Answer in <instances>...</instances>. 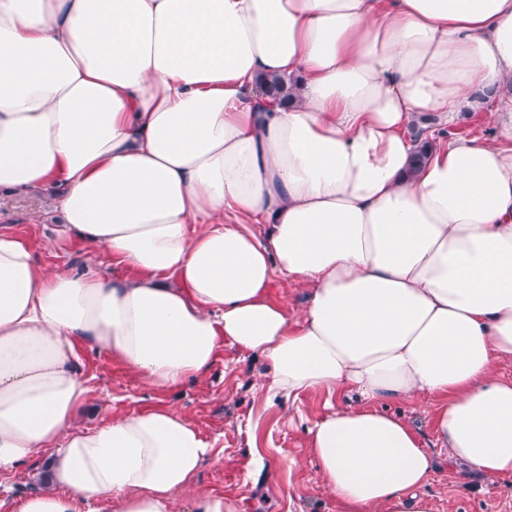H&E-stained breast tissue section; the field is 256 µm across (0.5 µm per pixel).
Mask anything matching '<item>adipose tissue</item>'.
I'll use <instances>...</instances> for the list:
<instances>
[{"label":"adipose tissue","mask_w":512,"mask_h":512,"mask_svg":"<svg viewBox=\"0 0 512 512\" xmlns=\"http://www.w3.org/2000/svg\"><path fill=\"white\" fill-rule=\"evenodd\" d=\"M510 80L512 0H0V190L133 272L0 232V474L50 457L0 512H170L214 458L173 407L75 428L83 348L168 389L230 346L268 398H340L307 433L341 512H428L435 447L512 475V100L499 142L416 167L408 135ZM433 396L428 445L388 406ZM272 298L282 305L288 315L294 317L303 307L306 300V289L286 285L277 278L276 286L272 289Z\"/></svg>","instance_id":"obj_1"}]
</instances>
